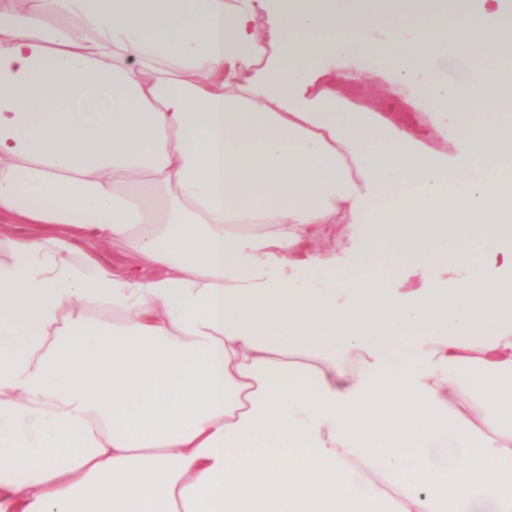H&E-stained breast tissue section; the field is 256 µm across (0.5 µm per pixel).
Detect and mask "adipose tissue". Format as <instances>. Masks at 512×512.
<instances>
[{
  "label": "adipose tissue",
  "mask_w": 512,
  "mask_h": 512,
  "mask_svg": "<svg viewBox=\"0 0 512 512\" xmlns=\"http://www.w3.org/2000/svg\"><path fill=\"white\" fill-rule=\"evenodd\" d=\"M0 512H512L503 0H0ZM322 64L332 67L329 78L346 93L349 85L343 83L339 77L341 73L349 70L361 71L368 75L371 69L370 61L361 55L350 42H340L336 46V68H334L333 60L329 58L323 60Z\"/></svg>",
  "instance_id": "1"
}]
</instances>
